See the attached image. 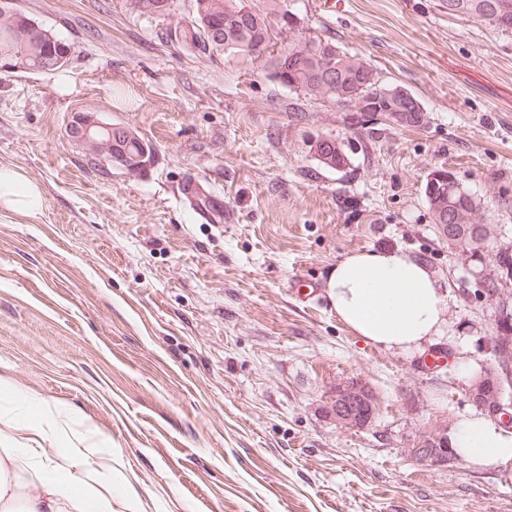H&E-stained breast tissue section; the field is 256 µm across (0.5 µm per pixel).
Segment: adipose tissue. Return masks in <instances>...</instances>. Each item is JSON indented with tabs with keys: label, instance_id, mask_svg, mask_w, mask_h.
Masks as SVG:
<instances>
[{
	"label": "adipose tissue",
	"instance_id": "ef3b65f1",
	"mask_svg": "<svg viewBox=\"0 0 512 512\" xmlns=\"http://www.w3.org/2000/svg\"><path fill=\"white\" fill-rule=\"evenodd\" d=\"M42 204L38 186L0 167V209L32 214ZM327 297L337 317L357 336L403 354L443 335L450 303L433 271L393 249L363 251L332 269ZM0 428V512H141L136 491L112 466L111 455L94 446H10ZM448 445L476 466L512 468V430L481 414L458 420Z\"/></svg>",
	"mask_w": 512,
	"mask_h": 512
}]
</instances>
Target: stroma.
I'll use <instances>...</instances> for the list:
<instances>
[{
  "mask_svg": "<svg viewBox=\"0 0 512 512\" xmlns=\"http://www.w3.org/2000/svg\"><path fill=\"white\" fill-rule=\"evenodd\" d=\"M18 4L73 54L54 73H0V167L43 197L31 215L0 210V419L39 424L21 393L72 410L119 450L142 512H512V470L410 454L477 412L468 389L496 366V307L424 184L452 172L512 249V30L440 0H295L304 26L423 105L424 126L377 114L369 136L332 103L181 51L130 0ZM78 110L134 126L151 165L91 164L66 135ZM326 137L351 149L345 169L314 157ZM189 177L231 223L182 198ZM382 247L448 290L452 323L423 352L366 343L329 304L336 263ZM304 278L320 285L305 303ZM349 379L378 397L361 428L328 409Z\"/></svg>",
  "mask_w": 512,
  "mask_h": 512,
  "instance_id": "35a3bbf8",
  "label": "stroma"
}]
</instances>
